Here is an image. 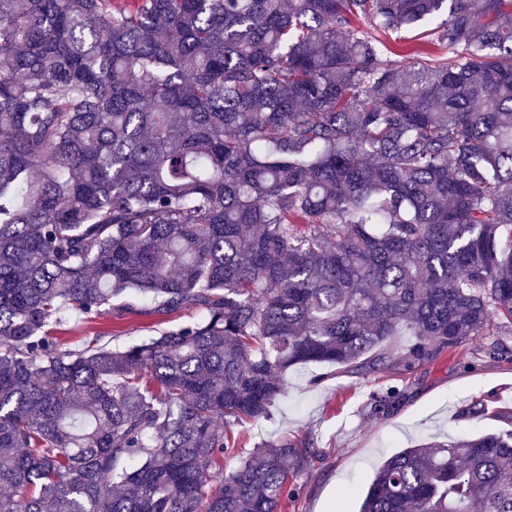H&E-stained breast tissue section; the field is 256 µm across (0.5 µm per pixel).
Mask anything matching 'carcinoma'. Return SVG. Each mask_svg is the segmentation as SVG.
Masks as SVG:
<instances>
[{
  "label": "carcinoma",
  "instance_id": "cac0c4a2",
  "mask_svg": "<svg viewBox=\"0 0 512 512\" xmlns=\"http://www.w3.org/2000/svg\"><path fill=\"white\" fill-rule=\"evenodd\" d=\"M360 21H434L447 56L384 59ZM127 291L199 314L53 336ZM506 331L512 0H0V512H279L321 451L228 428L288 369ZM359 512H512V431L400 451Z\"/></svg>",
  "mask_w": 512,
  "mask_h": 512
}]
</instances>
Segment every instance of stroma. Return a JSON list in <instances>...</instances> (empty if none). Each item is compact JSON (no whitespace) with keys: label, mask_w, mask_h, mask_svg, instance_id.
Returning a JSON list of instances; mask_svg holds the SVG:
<instances>
[{"label":"stroma","mask_w":512,"mask_h":512,"mask_svg":"<svg viewBox=\"0 0 512 512\" xmlns=\"http://www.w3.org/2000/svg\"><path fill=\"white\" fill-rule=\"evenodd\" d=\"M192 317L189 311L154 314L148 303L125 293L98 314L71 315L54 334L73 349L95 338L121 345L178 329ZM486 343V337H472L438 363L410 372L415 398L398 415L380 421L366 417L362 406L372 390L392 383L393 374L354 375L313 364L291 368L271 419L234 427V435L249 450L284 436L309 438L320 448V459L300 481L299 496L283 501L281 512H333L340 501L347 512H358L375 471L389 456L434 434L463 437L512 429L506 416L512 409V361L489 357ZM316 375L321 381L315 385L311 379ZM474 397L487 399L490 410H503V417L458 420L457 407Z\"/></svg>","instance_id":"1"}]
</instances>
